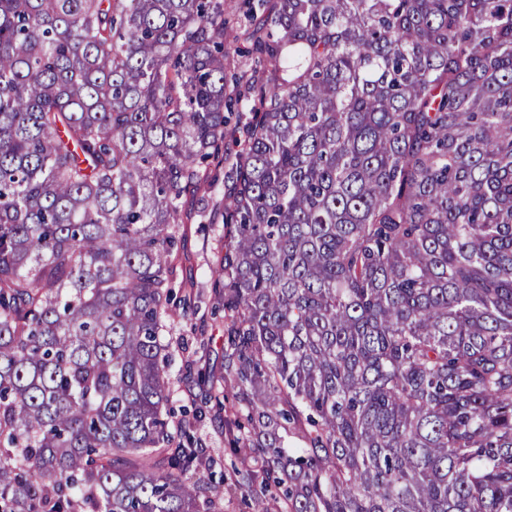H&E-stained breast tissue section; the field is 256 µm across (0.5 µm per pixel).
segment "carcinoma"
<instances>
[{
	"label": "carcinoma",
	"instance_id": "1",
	"mask_svg": "<svg viewBox=\"0 0 512 512\" xmlns=\"http://www.w3.org/2000/svg\"><path fill=\"white\" fill-rule=\"evenodd\" d=\"M246 20L214 268L239 489L512 512V0ZM234 52L224 0H0V512H223L163 331Z\"/></svg>",
	"mask_w": 512,
	"mask_h": 512
}]
</instances>
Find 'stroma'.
I'll list each match as a JSON object with an SVG mask.
<instances>
[{
    "label": "stroma",
    "mask_w": 512,
    "mask_h": 512,
    "mask_svg": "<svg viewBox=\"0 0 512 512\" xmlns=\"http://www.w3.org/2000/svg\"><path fill=\"white\" fill-rule=\"evenodd\" d=\"M246 0H224L227 40L238 48L226 63L228 93L237 90L235 80L249 76L250 64L256 63L255 40L244 32L243 10ZM242 133L237 122H230L226 137L219 147L220 163L211 164L206 172L208 188L203 202L187 205L184 248L177 272L186 282L192 310L187 317L177 318L166 338L171 343L170 374L174 382L172 405L175 422L189 421L194 436L206 455L214 460L204 478L224 496V512H257L254 502L245 500L235 485L237 471L253 467L252 458L235 455L229 450L234 414L231 409H218L205 399L206 392L187 377L185 364L202 372L222 374L224 363V312L216 306L214 279L211 271L224 252V180L231 160L239 149ZM203 415H196V408Z\"/></svg>",
    "instance_id": "35a3bbf8"
}]
</instances>
